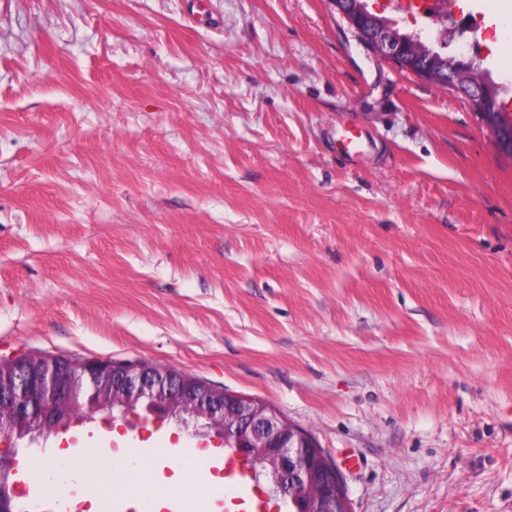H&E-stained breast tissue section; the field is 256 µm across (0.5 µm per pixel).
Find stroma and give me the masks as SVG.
<instances>
[{"mask_svg": "<svg viewBox=\"0 0 512 512\" xmlns=\"http://www.w3.org/2000/svg\"><path fill=\"white\" fill-rule=\"evenodd\" d=\"M454 9L483 37L448 53L512 101V10ZM40 352L264 401L352 512H512V156L330 0H0V355ZM199 446L132 412L46 440L167 476Z\"/></svg>", "mask_w": 512, "mask_h": 512, "instance_id": "obj_1", "label": "stroma"}]
</instances>
